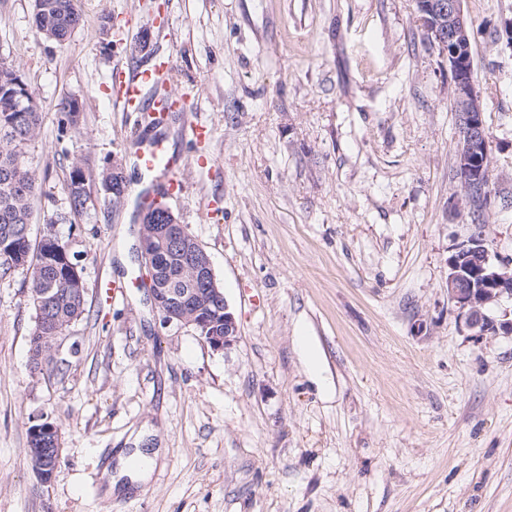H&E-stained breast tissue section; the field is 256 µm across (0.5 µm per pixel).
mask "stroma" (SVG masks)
Instances as JSON below:
<instances>
[{
  "label": "stroma",
  "mask_w": 512,
  "mask_h": 512,
  "mask_svg": "<svg viewBox=\"0 0 512 512\" xmlns=\"http://www.w3.org/2000/svg\"><path fill=\"white\" fill-rule=\"evenodd\" d=\"M61 44L32 0H0V61L43 110L27 158L41 189L31 240L54 235L87 288L84 318L33 370L24 272L0 281V512H512V334L475 337L448 297V258L472 237L512 268V0H462L490 134L491 203L472 223L455 178L458 116L446 60L414 0H79ZM164 6L171 25L151 19ZM173 55L180 113L145 127L119 111L118 62ZM83 103L61 132L57 105ZM212 155L169 207L209 255L239 336L212 350L162 324L140 276L135 149ZM119 162L121 203L99 174ZM92 202L70 210L72 166ZM112 282V293L103 285ZM322 357L311 373L298 339ZM61 430L50 483L28 428ZM161 449L147 483L108 495L134 443ZM170 107L165 110L168 112H180L184 121L182 133L185 138L195 145H203L209 142L212 137V130L199 122L189 118L191 95L187 93H174L171 95Z\"/></svg>",
  "instance_id": "obj_1"
}]
</instances>
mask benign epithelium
Returning a JSON list of instances; mask_svg holds the SVG:
<instances>
[{
  "mask_svg": "<svg viewBox=\"0 0 512 512\" xmlns=\"http://www.w3.org/2000/svg\"><path fill=\"white\" fill-rule=\"evenodd\" d=\"M418 20L427 37L437 45L448 61L452 73L451 97L460 112V145L456 162V179L460 201L473 206V196L491 197L489 189V131L484 106L476 88L471 56L470 23L461 0H417ZM175 245L183 270L198 283L216 282L209 255L184 224H141L138 251L141 266L154 273L160 256ZM448 297L455 303L476 335L492 334L500 329L512 332V319L497 322L487 315L490 306L502 299H512V271L491 259L485 242L472 237L457 245L448 258ZM150 301L162 322L167 325H192L214 351L232 346L238 338L236 318L218 288L204 292L198 288H158L150 292ZM223 308L224 328L213 334L203 330L207 309ZM55 429L32 427L28 460L40 481L52 480L60 457L61 443L44 447L43 438Z\"/></svg>",
  "mask_w": 512,
  "mask_h": 512,
  "instance_id": "1",
  "label": "benign epithelium"
}]
</instances>
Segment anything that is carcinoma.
<instances>
[{"label":"carcinoma","mask_w":512,"mask_h":512,"mask_svg":"<svg viewBox=\"0 0 512 512\" xmlns=\"http://www.w3.org/2000/svg\"><path fill=\"white\" fill-rule=\"evenodd\" d=\"M44 8L34 11L37 31L43 37L62 42L83 22L78 0H39ZM13 96L0 95V280L15 272H26L29 300L35 312V327L30 336V349L44 354L51 362L50 336H60L86 311L85 284L64 244L53 236H45L32 245L30 226L32 203L39 186L35 172L26 158V146L33 141L42 125L43 113L36 98L17 111ZM125 181L122 174L100 173L104 192L116 203L119 193L112 187ZM70 209L80 214L86 209L91 194L82 169L73 167L68 183ZM158 288H191L189 274L172 257L162 266L155 281Z\"/></svg>","instance_id":"obj_1"}]
</instances>
